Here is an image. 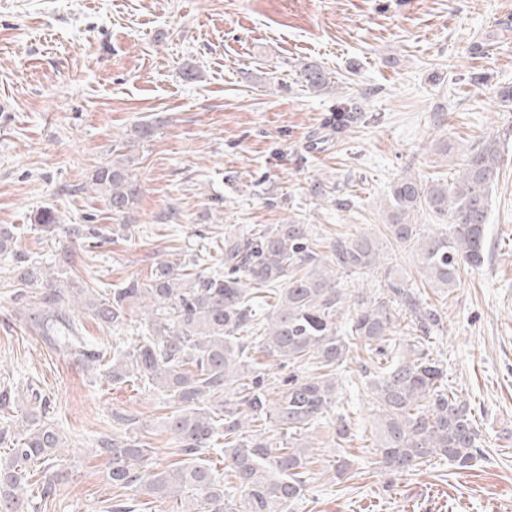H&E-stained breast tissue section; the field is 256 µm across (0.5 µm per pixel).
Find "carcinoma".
<instances>
[{
  "label": "carcinoma",
  "mask_w": 512,
  "mask_h": 512,
  "mask_svg": "<svg viewBox=\"0 0 512 512\" xmlns=\"http://www.w3.org/2000/svg\"><path fill=\"white\" fill-rule=\"evenodd\" d=\"M300 72L312 90L328 84L315 63L301 65ZM157 129L151 121L137 122L130 139L147 142ZM500 163L497 143L488 141L468 152L451 184L399 180L390 190L382 235L339 237L328 260L312 248L309 225L293 220L224 233L219 270L189 273L181 259L163 260L147 281L133 279L106 296L59 283L66 261L47 267L27 259L16 249L11 224L0 225V257L13 262L18 298L27 297L29 288H42L26 308L32 330L79 356L91 371L107 363L114 383L134 380L166 392L175 407L166 428L183 460L156 466L151 449L133 432L139 418L118 414L112 432L96 439L109 484L160 500L185 496L182 512H289L315 464L311 446L298 435L335 407L340 368L354 350L367 355L361 386L375 400V462L386 475L441 461L465 470L482 454L470 403L448 383V370L431 348L432 334L443 330L442 316L423 303L421 291L400 271L383 267L382 250L385 238L413 246L425 281L449 292L462 271L484 263L488 196ZM132 164L133 158L119 154L91 175L116 216L128 212L142 191ZM424 209L448 219L444 232L421 235L412 219ZM34 223L43 234L58 229L50 208L36 213ZM380 268L381 293L351 302L339 288L340 274L365 276ZM270 300L264 323L257 311ZM73 303L111 331L123 330L130 312L140 307L148 327L128 350L89 342L67 313ZM403 314L411 316L418 335L398 345ZM252 349L288 369L277 388L255 367ZM32 400L38 406L0 423V446L7 449L0 457V512L36 510L28 495L34 476H40L39 495L45 497L69 476L58 458L66 440L43 399L35 393ZM265 420L274 423L282 441L254 432ZM216 446L224 455L222 478L203 459ZM229 488L240 492L239 500L226 495Z\"/></svg>",
  "instance_id": "1"
}]
</instances>
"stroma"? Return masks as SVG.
Segmentation results:
<instances>
[{
    "label": "stroma",
    "mask_w": 512,
    "mask_h": 512,
    "mask_svg": "<svg viewBox=\"0 0 512 512\" xmlns=\"http://www.w3.org/2000/svg\"><path fill=\"white\" fill-rule=\"evenodd\" d=\"M330 76L306 88L303 63ZM512 0H0V224L17 228L30 260L70 255L77 286L147 281L179 255L199 270L223 258L224 233L253 224L311 225L317 250L349 233H374L400 179L450 181L470 146L494 139L500 177L491 192L484 265L449 293L427 287L414 248L387 245L389 265L436 307L437 349L470 402L483 457L396 477L374 464L372 397L356 384L358 360L340 377L334 412L305 438L317 474L290 512H512ZM359 109L340 121L338 107ZM158 121L147 144H129L139 120ZM449 156H442V146ZM135 159L143 193L117 217L91 184L114 152ZM329 189L315 198L313 182ZM53 208L61 230H32ZM129 225L113 240L112 224ZM72 224L101 238H70ZM0 259V389L39 393L67 438L71 470L38 512H104L114 489L95 439L115 413L146 420L151 457L171 462L166 396L116 384L33 332ZM81 335L132 345L144 315L122 333L75 307ZM351 415L349 442L336 415ZM348 457L352 476L337 479Z\"/></svg>",
    "instance_id": "obj_1"
}]
</instances>
